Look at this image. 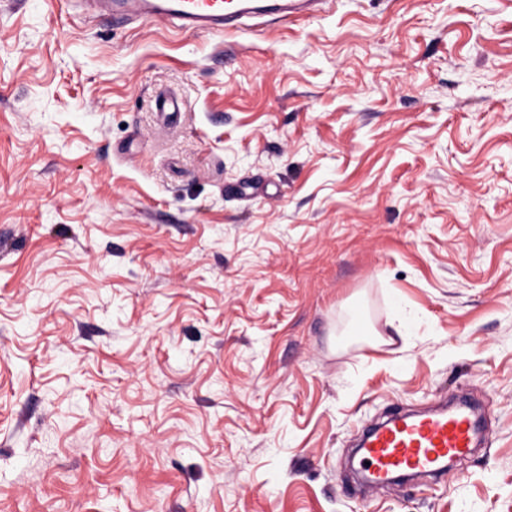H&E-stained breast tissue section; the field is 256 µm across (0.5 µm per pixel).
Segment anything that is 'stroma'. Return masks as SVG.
I'll return each instance as SVG.
<instances>
[{
	"mask_svg": "<svg viewBox=\"0 0 512 512\" xmlns=\"http://www.w3.org/2000/svg\"><path fill=\"white\" fill-rule=\"evenodd\" d=\"M463 393L486 448L362 488ZM0 512H512V0H0ZM86 15L110 14L112 20L171 21L185 32L223 33L244 16L276 14L290 18L314 12L331 0H74Z\"/></svg>",
	"mask_w": 512,
	"mask_h": 512,
	"instance_id": "obj_1",
	"label": "stroma"
}]
</instances>
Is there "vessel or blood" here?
I'll return each instance as SVG.
<instances>
[{"label": "vessel or blood", "mask_w": 512, "mask_h": 512, "mask_svg": "<svg viewBox=\"0 0 512 512\" xmlns=\"http://www.w3.org/2000/svg\"><path fill=\"white\" fill-rule=\"evenodd\" d=\"M86 15L113 20L173 22L185 32L222 33L245 16L289 18L314 12L322 0H75ZM481 435L475 407L461 403L412 415H394L371 426L362 441L361 464L370 482L395 473L442 476L446 465L471 455Z\"/></svg>", "instance_id": "b4317fda"}]
</instances>
